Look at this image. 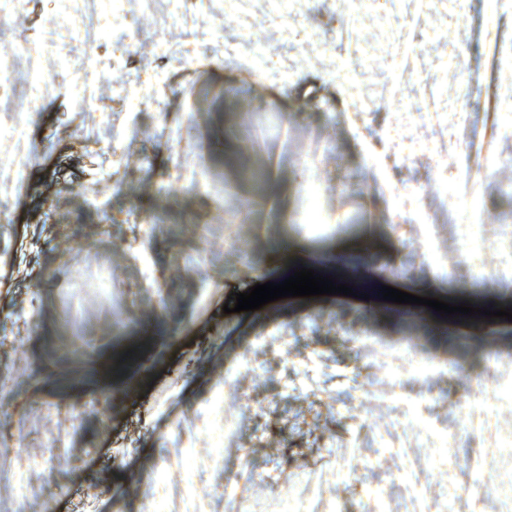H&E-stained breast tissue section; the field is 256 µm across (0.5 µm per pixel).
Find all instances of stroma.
Here are the masks:
<instances>
[{"mask_svg": "<svg viewBox=\"0 0 512 512\" xmlns=\"http://www.w3.org/2000/svg\"><path fill=\"white\" fill-rule=\"evenodd\" d=\"M1 73L0 512H512L511 320L223 311L512 307V0H0ZM272 248L277 252V256L280 259L288 258V255L289 256L294 255L295 251H296L294 248L288 247L287 241L286 242L285 241L274 242L272 245ZM287 262H288V267L291 271V274H293V275H294V270H296V269H299V271H300V268H305V269L312 268V269H314V275H315V272L323 273V277L333 275V280L337 279L336 287H337V284H340V283L344 284L346 282V272H345L343 266L338 263L308 265L307 263L302 264L299 261H289V258L285 261V263H287ZM155 326L145 327L133 341L124 345L121 349L113 353L110 359L101 362L97 370V380L102 388H108L112 385L114 378L141 361L143 352L146 348L154 346L164 340L165 336H158ZM136 348V351H133ZM128 349H131L132 355H129Z\"/></svg>", "mask_w": 512, "mask_h": 512, "instance_id": "obj_1", "label": "stroma"}]
</instances>
